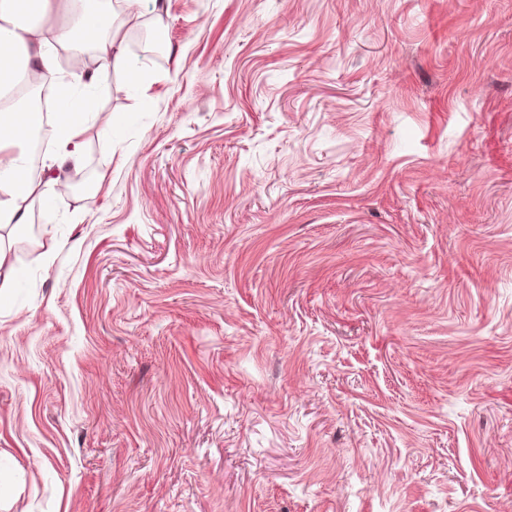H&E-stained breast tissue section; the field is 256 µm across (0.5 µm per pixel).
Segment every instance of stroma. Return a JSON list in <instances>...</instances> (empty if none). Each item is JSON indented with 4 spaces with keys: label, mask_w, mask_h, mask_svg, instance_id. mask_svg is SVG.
I'll return each instance as SVG.
<instances>
[{
    "label": "stroma",
    "mask_w": 512,
    "mask_h": 512,
    "mask_svg": "<svg viewBox=\"0 0 512 512\" xmlns=\"http://www.w3.org/2000/svg\"><path fill=\"white\" fill-rule=\"evenodd\" d=\"M164 2L11 256L0 512H512V0Z\"/></svg>",
    "instance_id": "35a3bbf8"
}]
</instances>
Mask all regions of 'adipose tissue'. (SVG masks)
Wrapping results in <instances>:
<instances>
[{"label": "adipose tissue", "instance_id": "1", "mask_svg": "<svg viewBox=\"0 0 512 512\" xmlns=\"http://www.w3.org/2000/svg\"><path fill=\"white\" fill-rule=\"evenodd\" d=\"M140 0H0V299L4 285L17 275L10 261L13 245L30 233L28 215L34 205L52 206L59 173L78 162L88 117L85 91L116 71L136 64L120 36L121 21L133 16ZM95 44L94 75L63 78L55 50L73 35ZM48 80L59 96L55 111H43L31 94L14 95L24 75ZM51 126L55 149L43 161L40 177L31 173L28 141Z\"/></svg>", "mask_w": 512, "mask_h": 512}]
</instances>
